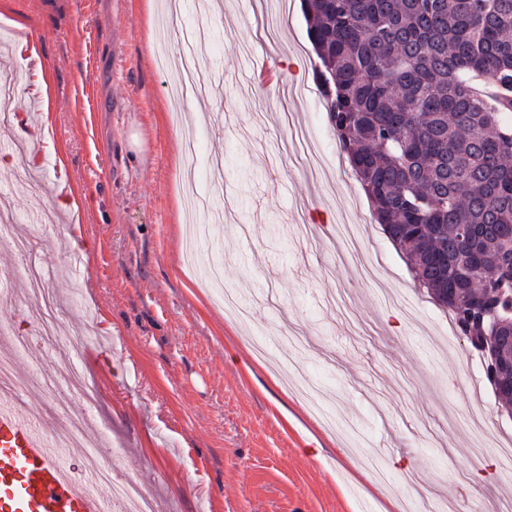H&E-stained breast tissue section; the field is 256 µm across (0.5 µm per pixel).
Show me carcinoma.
<instances>
[{
	"mask_svg": "<svg viewBox=\"0 0 512 512\" xmlns=\"http://www.w3.org/2000/svg\"><path fill=\"white\" fill-rule=\"evenodd\" d=\"M340 147L478 351L512 319V0H302Z\"/></svg>",
	"mask_w": 512,
	"mask_h": 512,
	"instance_id": "obj_1",
	"label": "carcinoma"
}]
</instances>
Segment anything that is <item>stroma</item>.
Masks as SVG:
<instances>
[{"mask_svg":"<svg viewBox=\"0 0 512 512\" xmlns=\"http://www.w3.org/2000/svg\"><path fill=\"white\" fill-rule=\"evenodd\" d=\"M222 3L207 14L163 0H0V92H14L0 186L34 246H0V275L38 266L68 329L42 335L31 301L0 307L26 344L11 367L25 409L86 417L116 453L113 475L136 480L155 512H397L290 391L307 380L417 503L502 512L512 462L496 449L512 446V418L497 410L482 356L375 221L329 122L301 0ZM162 23L175 58L187 37L206 36L212 88L186 102L177 128L164 93L177 72L154 65ZM244 43L267 47L278 82L256 86ZM190 167L213 210L228 199L235 209L210 222L192 268L181 255ZM62 198L77 211L53 210ZM341 224L356 225L358 251ZM210 264L255 323L227 318L200 287ZM89 328L73 347L70 335ZM260 335L271 361L252 352ZM73 373L96 385L94 401L67 385ZM474 410L488 416L481 450Z\"/></svg>","mask_w":512,"mask_h":512,"instance_id":"stroma-1","label":"stroma"}]
</instances>
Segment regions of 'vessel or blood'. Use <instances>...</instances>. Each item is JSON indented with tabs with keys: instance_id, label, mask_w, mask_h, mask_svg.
I'll list each match as a JSON object with an SVG mask.
<instances>
[{
	"instance_id": "b4317fda",
	"label": "vessel or blood",
	"mask_w": 512,
	"mask_h": 512,
	"mask_svg": "<svg viewBox=\"0 0 512 512\" xmlns=\"http://www.w3.org/2000/svg\"><path fill=\"white\" fill-rule=\"evenodd\" d=\"M65 422H44L0 388V512H113L105 490L91 489L65 464L54 441Z\"/></svg>"
}]
</instances>
